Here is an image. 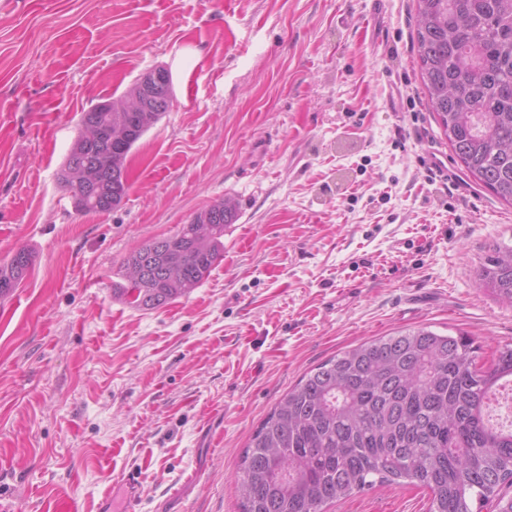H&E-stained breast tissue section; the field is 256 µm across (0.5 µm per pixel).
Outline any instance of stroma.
Wrapping results in <instances>:
<instances>
[{
    "label": "stroma",
    "mask_w": 512,
    "mask_h": 512,
    "mask_svg": "<svg viewBox=\"0 0 512 512\" xmlns=\"http://www.w3.org/2000/svg\"><path fill=\"white\" fill-rule=\"evenodd\" d=\"M415 0H0V512H240V458L309 370L418 327L489 368L512 305L481 287L512 207L449 157L416 63ZM173 107L132 148L131 187L76 212L57 172L83 110L144 73ZM229 197L224 257L143 311L123 258ZM408 483L327 512H428ZM167 72L169 73L171 83L167 78V73L160 68L145 73L140 79V86L144 94L149 95V97L171 99L172 76L168 70ZM16 255L24 257V269H18L14 266ZM15 256L9 263L0 264V299L9 296L26 279L33 268V255L28 249L19 248Z\"/></svg>",
    "instance_id": "stroma-1"
}]
</instances>
